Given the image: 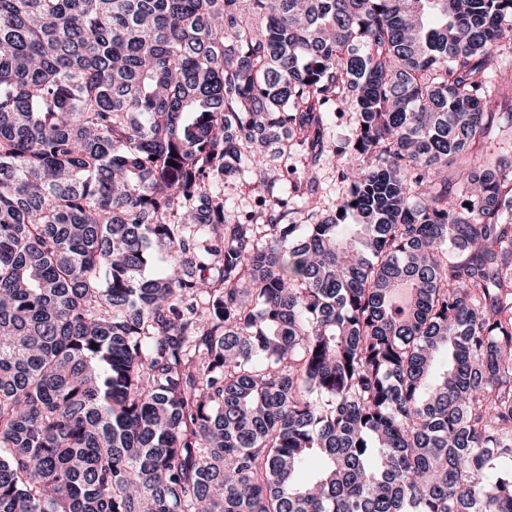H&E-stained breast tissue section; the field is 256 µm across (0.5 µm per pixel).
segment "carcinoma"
Instances as JSON below:
<instances>
[{
  "label": "carcinoma",
  "instance_id": "1",
  "mask_svg": "<svg viewBox=\"0 0 512 512\" xmlns=\"http://www.w3.org/2000/svg\"><path fill=\"white\" fill-rule=\"evenodd\" d=\"M509 69L512 0H0V512H512Z\"/></svg>",
  "mask_w": 512,
  "mask_h": 512
}]
</instances>
